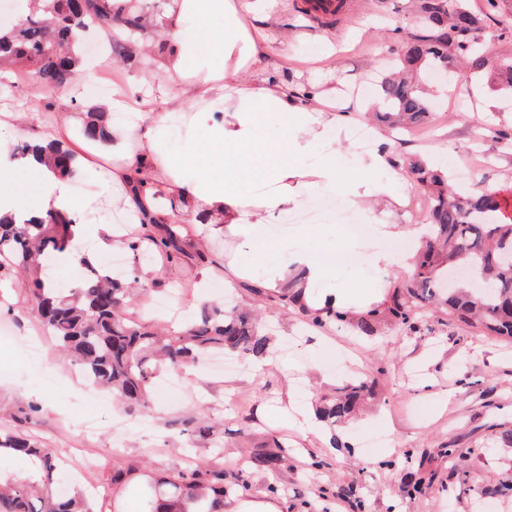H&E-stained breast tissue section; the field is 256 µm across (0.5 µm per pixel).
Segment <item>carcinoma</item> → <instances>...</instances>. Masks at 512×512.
Here are the masks:
<instances>
[{
	"instance_id": "carcinoma-1",
	"label": "carcinoma",
	"mask_w": 512,
	"mask_h": 512,
	"mask_svg": "<svg viewBox=\"0 0 512 512\" xmlns=\"http://www.w3.org/2000/svg\"><path fill=\"white\" fill-rule=\"evenodd\" d=\"M418 31L409 43L402 70L381 82L383 108L375 118L395 131H410L429 122L430 109L416 81L417 71L442 65L465 66L480 72L489 62L484 35L485 20L494 21L500 37L512 35V14L499 10L497 0H487V12H472L466 0H418ZM149 16L133 0H34V9L6 34L0 33V64H12L22 74L37 77L43 98L54 99L75 78L74 47L92 31L112 35L120 31L134 47L149 32ZM498 90H512V60L495 68L491 79ZM106 113L98 107L86 111L83 134L96 143L109 137ZM48 160L61 175H72L68 163L73 153L53 142ZM423 195L429 200L427 236L419 248L411 278L394 297L382 317L413 327L429 314L448 315V322L475 333L512 339V266L500 256H512V224L498 221L500 204L487 193H467L448 184L417 155H402ZM72 221L58 211L36 219L0 216V269L13 267L25 273L28 293L43 331L60 351L70 356L86 378L97 387L124 399L129 411L148 407L154 380L164 371L190 369L211 351L244 358L264 359L269 339L258 333L245 313H228L218 306L202 308L192 324L160 338L137 320L123 316L138 295L151 288L124 284L82 260L86 275L76 288L45 287L41 261L65 252L71 245ZM126 248L142 259L154 251L175 262L185 255L181 232L170 229L155 237L146 232L126 240ZM474 270L490 281L488 291L449 288L448 264ZM374 381L357 377L336 388V394L320 397L322 418L337 422L348 418L357 404L373 391ZM183 433L192 440L214 437L215 423L199 412L183 420ZM277 452L258 448L247 467L272 470L285 459ZM31 457L38 474L0 484V512H97L81 493H54L65 463L53 448L0 430V454ZM224 467L202 466L194 460L173 476L159 479L143 490L145 496L162 494L180 512L198 504L211 491L224 497Z\"/></svg>"
}]
</instances>
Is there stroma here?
<instances>
[{
    "mask_svg": "<svg viewBox=\"0 0 512 512\" xmlns=\"http://www.w3.org/2000/svg\"><path fill=\"white\" fill-rule=\"evenodd\" d=\"M313 3L285 0L271 24L272 44L288 45L287 53L276 57L272 77L319 83L331 100L337 88L350 89L354 105L366 106L380 90L378 63L416 31L414 0H346L330 14L314 10ZM107 40L102 33L87 39L88 68L73 87L75 101L57 99L45 106L29 77L0 95V122L22 130L25 140L48 138L61 111L84 121L78 96L113 95L108 80L113 73L121 74L126 85H140L144 119L166 111V78L119 52L96 56L97 45ZM490 78V72L474 75L463 69L449 72L444 83L426 75L422 87L434 120L416 129L405 151L430 157L432 166L462 190L494 185L504 203L502 217L512 219V151L480 133L486 124L512 125V94L492 88ZM460 96L469 105L464 117L456 109ZM490 100L495 103L491 110L486 107ZM438 143L445 151L431 158L430 148ZM84 153L91 169L73 182L83 202L96 199L101 180L119 163L101 147H86ZM302 208L315 212V219L296 224L280 218V232L266 242L253 278L236 288L224 286L223 237L201 246L203 225H189L183 261L153 260L157 286L132 301L128 317L163 327L196 317L202 304L220 306L229 297L254 310L275 355L262 369L244 360L238 373L226 377L204 362L196 375L179 376L176 389L169 376H162L149 408L137 414H128L108 394L97 406L86 403L84 376L44 335L24 277L0 273V301L12 306L5 322L18 342L36 337L42 344L32 358L16 346H0V428L58 449L69 463L61 491L77 486L123 502L128 512H139V499L128 484L111 482L113 468L166 478L183 467L188 454L223 466L225 499H232V486L243 478L249 497L272 498L281 512H485L488 502L495 512H512V491L498 489L512 472V444L502 438L512 429V341L433 317L416 320L411 328L384 319L371 336L348 323L318 327L297 307L283 305L279 293L257 290L258 277L285 245L335 264L355 292L377 284V272L366 264L368 254L400 255L407 249L406 241L384 237L375 224L361 237L345 235L343 225L364 218L332 190L318 189ZM168 296L174 299L170 311L154 313V304ZM362 373L375 379L376 394L354 421L335 426V442L302 432L286 415L289 398L333 392ZM422 377L430 380L429 388L419 386ZM32 403L41 411L31 417L27 407ZM200 406L219 426L213 440L191 445L180 422ZM115 429L124 434L123 447L111 444ZM275 439L288 446V459L278 470L244 467L256 446ZM452 448L457 451L453 458L448 455ZM271 484L276 494H268Z\"/></svg>",
    "mask_w": 512,
    "mask_h": 512,
    "instance_id": "obj_1",
    "label": "stroma"
}]
</instances>
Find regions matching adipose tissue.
<instances>
[{"instance_id":"ef3b65f1","label":"adipose tissue","mask_w":512,"mask_h":512,"mask_svg":"<svg viewBox=\"0 0 512 512\" xmlns=\"http://www.w3.org/2000/svg\"><path fill=\"white\" fill-rule=\"evenodd\" d=\"M276 0H169L167 11L156 17L164 49L158 68L176 82L192 70L205 77L194 86L196 100H221L224 109H199L192 113L191 129L178 150H170V129L164 116L151 121L133 112V97L105 99L110 112H128L130 122L114 126L112 147L124 151L123 167L110 172L101 195L111 200L114 187L139 174L144 188L139 201L161 224H192L198 213L217 216L210 235L223 236L231 250L224 256L236 279L251 275V266L239 250L253 247L252 227L271 224L284 211L300 206L315 189H335L365 220L380 225L395 239H413L405 224L409 205L407 185L393 165L391 150H378L358 158L350 171H342L335 148H321L325 133L345 137L352 124L367 123L364 112H350L330 104L317 86L302 88L269 76L266 29ZM208 131L206 141L196 140V128ZM287 130L275 140L271 128ZM13 136L0 133V215L21 214L37 218L60 211L71 218V247L58 254L62 265L80 259L97 262L101 253L116 247L124 233L93 221L88 206L71 196L68 179L50 169L41 152L19 159L12 154ZM223 153L224 171L209 164ZM25 178H17L18 169ZM259 183L269 192L255 193ZM269 289H290L310 310L330 309L353 320L372 310H384L388 293L397 288L389 278L379 288L360 295L344 286L335 267L305 250L287 252L277 262Z\"/></svg>"}]
</instances>
